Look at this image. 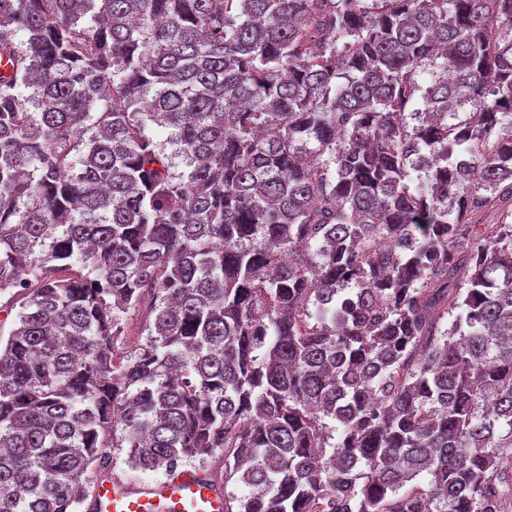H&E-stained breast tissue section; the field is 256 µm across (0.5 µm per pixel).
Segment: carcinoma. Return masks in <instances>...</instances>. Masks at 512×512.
I'll use <instances>...</instances> for the list:
<instances>
[{"label": "carcinoma", "instance_id": "obj_1", "mask_svg": "<svg viewBox=\"0 0 512 512\" xmlns=\"http://www.w3.org/2000/svg\"><path fill=\"white\" fill-rule=\"evenodd\" d=\"M0 58V512L111 448L512 512V0H0Z\"/></svg>", "mask_w": 512, "mask_h": 512}]
</instances>
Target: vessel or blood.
Returning <instances> with one entry per match:
<instances>
[{
  "label": "vessel or blood",
  "mask_w": 512,
  "mask_h": 512,
  "mask_svg": "<svg viewBox=\"0 0 512 512\" xmlns=\"http://www.w3.org/2000/svg\"><path fill=\"white\" fill-rule=\"evenodd\" d=\"M85 508L87 512H226L227 505L221 483L204 471L182 468L155 485L100 478Z\"/></svg>",
  "instance_id": "obj_1"
}]
</instances>
